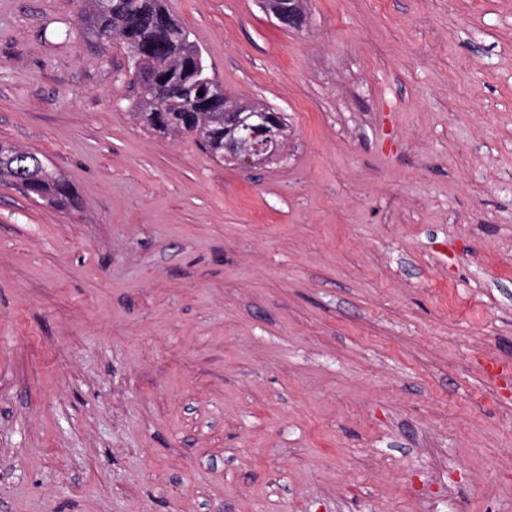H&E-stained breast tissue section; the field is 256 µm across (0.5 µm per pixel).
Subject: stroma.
Segmentation results:
<instances>
[{"label":"stroma","instance_id":"stroma-1","mask_svg":"<svg viewBox=\"0 0 512 512\" xmlns=\"http://www.w3.org/2000/svg\"><path fill=\"white\" fill-rule=\"evenodd\" d=\"M282 162L132 115L80 0H0V512H512V0H167ZM302 0L280 1L273 8V16L288 29L299 30L305 25L306 14ZM36 154L17 149L0 141V182H9L25 196L36 202L60 209L74 204V193L69 182L55 172Z\"/></svg>","mask_w":512,"mask_h":512}]
</instances>
